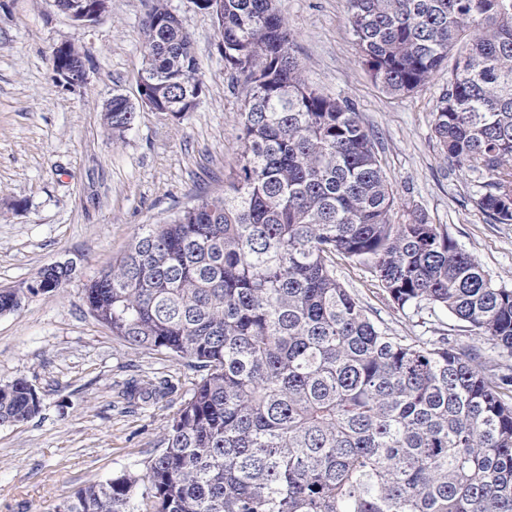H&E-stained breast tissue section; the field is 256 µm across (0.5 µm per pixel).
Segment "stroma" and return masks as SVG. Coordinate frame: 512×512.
Here are the masks:
<instances>
[{
    "instance_id": "stroma-1",
    "label": "stroma",
    "mask_w": 512,
    "mask_h": 512,
    "mask_svg": "<svg viewBox=\"0 0 512 512\" xmlns=\"http://www.w3.org/2000/svg\"><path fill=\"white\" fill-rule=\"evenodd\" d=\"M152 3L110 0L108 12L80 30L53 0H0V289L27 288L55 262L78 266L58 292L28 296L0 315V384L25 378L41 401L28 422L0 425V512H55L81 486L124 470L145 474L200 377L186 362L128 347L84 299L86 282L142 225L223 195L242 151L241 98L214 22L193 0L166 3L193 40L206 86L197 108L139 107L142 23ZM279 4L309 81L350 100L373 135L397 203L423 209L497 286L512 289V224L480 210L477 181L445 160L431 130L447 71L410 94L385 95L358 61L346 0ZM64 42L87 56L90 82L78 91L54 78L51 51ZM116 93L137 105L119 142L101 116ZM336 276L390 333L437 329L467 343L450 313L384 305L362 267L337 260ZM132 379L166 394L130 403L123 391Z\"/></svg>"
}]
</instances>
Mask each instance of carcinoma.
Wrapping results in <instances>:
<instances>
[{
	"mask_svg": "<svg viewBox=\"0 0 512 512\" xmlns=\"http://www.w3.org/2000/svg\"><path fill=\"white\" fill-rule=\"evenodd\" d=\"M357 54L391 96L455 55L432 128L446 160L512 224V0H347ZM224 67L242 97L243 150L224 196L161 224L85 287L91 315L127 346L203 371L147 464L144 512H512V365L448 337L394 336L337 280L363 266L394 308H438L512 351V290L448 231L395 197L346 99L308 81L277 0H222ZM159 110L204 83L165 0L142 27ZM135 107L112 95L121 140ZM42 293L72 279L42 268ZM0 289V315L25 294ZM23 378L0 385V424L38 415ZM142 477L85 485L59 512H136Z\"/></svg>",
	"mask_w": 512,
	"mask_h": 512,
	"instance_id": "1",
	"label": "carcinoma"
}]
</instances>
